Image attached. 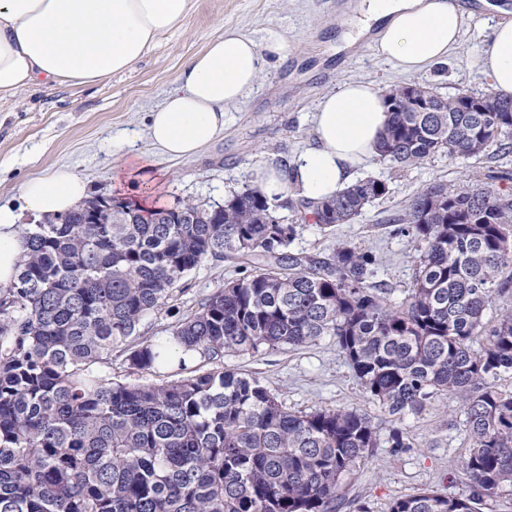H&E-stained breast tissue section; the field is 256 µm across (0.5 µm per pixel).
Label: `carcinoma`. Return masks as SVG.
I'll use <instances>...</instances> for the list:
<instances>
[{"label":"carcinoma","instance_id":"1","mask_svg":"<svg viewBox=\"0 0 512 512\" xmlns=\"http://www.w3.org/2000/svg\"><path fill=\"white\" fill-rule=\"evenodd\" d=\"M386 91L390 121L374 159L400 169L438 153L512 152V96L459 92L410 112ZM481 99L485 109L469 112ZM478 188L437 181L393 218L416 247L400 303L372 281L376 256L341 243L330 258L292 253L298 225L273 224L257 187L223 208L190 200L144 211L127 202L102 224L87 207L28 224L18 274L0 288V512H337L345 478L378 447L358 408L295 413L261 382L224 369L228 352L336 345L367 399L391 416L431 399L463 406L470 442L461 492L399 497L389 512H483L512 492V310L486 313L512 266V174ZM388 191L366 175L334 197L282 205L322 230L349 224ZM212 256L253 272L224 284L168 336L137 342L147 315L175 300ZM485 337L475 351L471 341ZM199 356L212 365L192 364ZM163 371L152 383L112 365Z\"/></svg>","mask_w":512,"mask_h":512}]
</instances>
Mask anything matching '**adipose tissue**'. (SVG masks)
I'll return each mask as SVG.
<instances>
[{
  "instance_id": "ef3b65f1",
  "label": "adipose tissue",
  "mask_w": 512,
  "mask_h": 512,
  "mask_svg": "<svg viewBox=\"0 0 512 512\" xmlns=\"http://www.w3.org/2000/svg\"><path fill=\"white\" fill-rule=\"evenodd\" d=\"M194 0H0V100L24 91L86 86L130 70L163 37L184 29ZM364 22H383L378 56L404 73L447 63L465 16L453 0H361ZM290 52L284 32L255 37L225 29L208 39L177 74L147 134L161 154L198 155L224 131L231 108L242 104L270 64ZM480 63L493 92L512 95V20L498 21ZM390 119L379 85L347 81L316 106L312 141L291 161H269L256 172L268 196L296 190L320 200L350 183L373 157ZM90 195L89 182L67 167L24 182L22 209L35 219L74 210ZM11 209L0 207V287L13 282L22 254Z\"/></svg>"
}]
</instances>
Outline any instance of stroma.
Instances as JSON below:
<instances>
[{"label":"stroma","instance_id":"35a3bbf8","mask_svg":"<svg viewBox=\"0 0 512 512\" xmlns=\"http://www.w3.org/2000/svg\"><path fill=\"white\" fill-rule=\"evenodd\" d=\"M359 0H196L187 28L162 39L129 71L92 86L38 89L0 102V206H20L23 183L66 166L85 177L93 194L109 195L111 177L128 150L149 156L161 178L155 191L165 204L194 200L223 203L255 187V171L269 158L284 160L310 143L313 112L339 83L361 79L381 88L420 82L443 95L485 92L489 81L478 59L495 22L487 9L458 0L465 24L447 64L403 74L379 57L375 45L383 28L375 23L353 44H345ZM260 35L284 31L291 54L269 68L244 104L233 108L223 134L199 155L171 159L151 144L148 114L159 106L184 62L200 52L220 26ZM483 159L449 161L439 154L403 171L369 160L357 177L386 181L387 194L349 224L323 231L302 225L291 251L331 257L337 244L350 243L377 257L375 280L402 301L413 286L417 253L395 225L386 221L405 201L433 181L482 179ZM238 276L224 260L207 257L190 274L177 308L149 314L139 324L140 340L170 335L182 313L194 310L214 290ZM225 368L257 378L288 409L358 408L378 431V446L349 478L350 505L341 512H389L391 502L423 489L451 495L464 486L468 453L465 416L459 402L438 396L418 415L396 419L368 401L333 337L308 347H283L258 354L230 353ZM402 430L407 452L391 454L389 437Z\"/></svg>","mask_w":512,"mask_h":512}]
</instances>
